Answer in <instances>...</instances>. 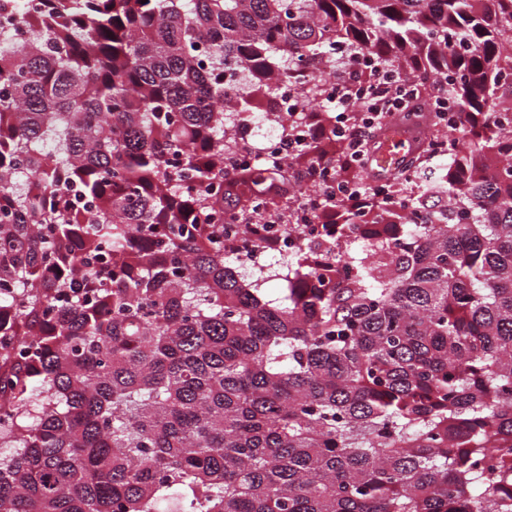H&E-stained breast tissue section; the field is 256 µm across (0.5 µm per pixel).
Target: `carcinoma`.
Listing matches in <instances>:
<instances>
[{"mask_svg":"<svg viewBox=\"0 0 512 512\" xmlns=\"http://www.w3.org/2000/svg\"><path fill=\"white\" fill-rule=\"evenodd\" d=\"M0 3V512H512V0ZM358 53L463 136L324 203L267 300L239 235L348 169L332 133L230 174L224 113Z\"/></svg>","mask_w":512,"mask_h":512,"instance_id":"carcinoma-1","label":"carcinoma"}]
</instances>
